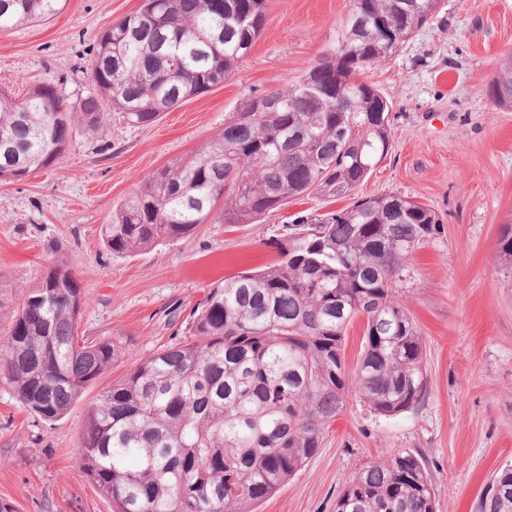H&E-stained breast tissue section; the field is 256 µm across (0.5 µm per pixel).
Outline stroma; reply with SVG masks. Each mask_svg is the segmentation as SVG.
Wrapping results in <instances>:
<instances>
[{
	"mask_svg": "<svg viewBox=\"0 0 512 512\" xmlns=\"http://www.w3.org/2000/svg\"><path fill=\"white\" fill-rule=\"evenodd\" d=\"M142 3L67 0L50 20L0 31V88L21 99L50 83L78 106L94 91L88 63L98 35ZM351 9L352 0H268L263 30L223 84L148 126L114 113L96 135L74 129L55 164L0 181V311L16 308L61 262L84 293L79 336L116 340L144 358L182 337L186 315L211 286L273 261L284 225L339 209L315 195L292 199L255 223H208L127 258L109 255L100 234L143 179L334 50ZM511 53L512 0H441L430 22L373 71L392 106V147L357 195L398 193L442 220L441 233L414 254L416 280L401 294L424 338L427 394L393 417L350 402L315 456L257 512H334L349 475L394 451L423 457L437 512H475L494 471L512 462V272L497 246L512 225V109L487 93ZM130 368L116 363L57 422L27 411L0 379V505L111 512L76 450L87 407Z\"/></svg>",
	"mask_w": 512,
	"mask_h": 512,
	"instance_id": "stroma-1",
	"label": "stroma"
}]
</instances>
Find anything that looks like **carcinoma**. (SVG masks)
Here are the masks:
<instances>
[{
  "label": "carcinoma",
  "mask_w": 512,
  "mask_h": 512,
  "mask_svg": "<svg viewBox=\"0 0 512 512\" xmlns=\"http://www.w3.org/2000/svg\"><path fill=\"white\" fill-rule=\"evenodd\" d=\"M66 0H0V30L45 21ZM439 0H355L334 53L297 81L243 104L224 130L137 185L102 225L115 257L194 234L209 220L252 224L285 200L354 198L390 147L391 104L368 72L435 14ZM267 0H144L99 37L94 93L73 110L54 86L22 100L0 90V181L57 162L75 127L118 112L147 126L231 75L262 31ZM367 19L356 29L358 17ZM395 30L388 41L380 23ZM512 108V55L488 85ZM441 231L399 194L286 225L275 260L212 287L187 336L137 360L86 410L77 460L112 512H256L315 455L355 399L395 416L426 394L424 339L400 302L413 254ZM512 267V226L498 240ZM84 295L58 264L0 324V378L45 421L62 419L128 352L79 340ZM365 320L356 365L348 326ZM335 512H436L423 459L398 451L346 481ZM476 512H512V465Z\"/></svg>",
  "instance_id": "1"
}]
</instances>
